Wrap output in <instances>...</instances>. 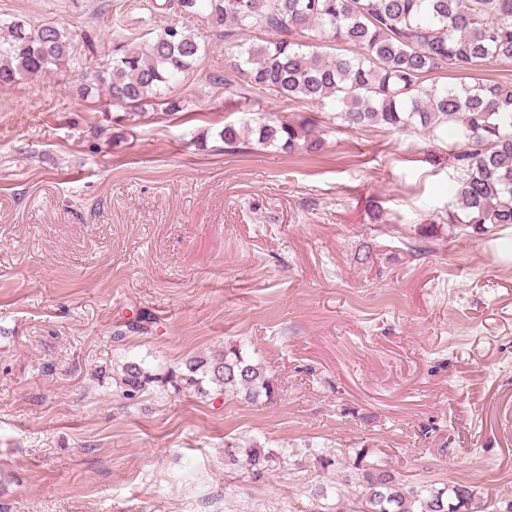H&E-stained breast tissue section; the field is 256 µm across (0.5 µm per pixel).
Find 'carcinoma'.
Masks as SVG:
<instances>
[{
    "mask_svg": "<svg viewBox=\"0 0 512 512\" xmlns=\"http://www.w3.org/2000/svg\"><path fill=\"white\" fill-rule=\"evenodd\" d=\"M164 8L175 18L141 45L112 42L111 60L84 79L81 94L103 91L114 106H142L195 67L205 47L187 19L200 17L234 40L230 67L255 90L328 106L345 128L433 137L455 130L448 161L457 190L448 223L476 233L512 225V85L475 76L488 62H512V0H166ZM254 30L267 38H247ZM31 31L21 21L0 20V85L69 65L72 37L52 25L39 26L33 37ZM328 36L335 53L318 50ZM440 71L456 72L460 81L426 84ZM245 133L288 152L321 146L314 129L292 120L226 126L220 137L233 145ZM115 382L127 400L157 389L274 397L264 367L233 342L176 369L125 361ZM242 454L256 476L280 458L258 443ZM365 458L359 452L350 464L362 476L359 490L348 496L336 489L332 505L328 487L320 486L314 512H488L464 485L407 486Z\"/></svg>",
    "mask_w": 512,
    "mask_h": 512,
    "instance_id": "cac0c4a2",
    "label": "carcinoma"
}]
</instances>
